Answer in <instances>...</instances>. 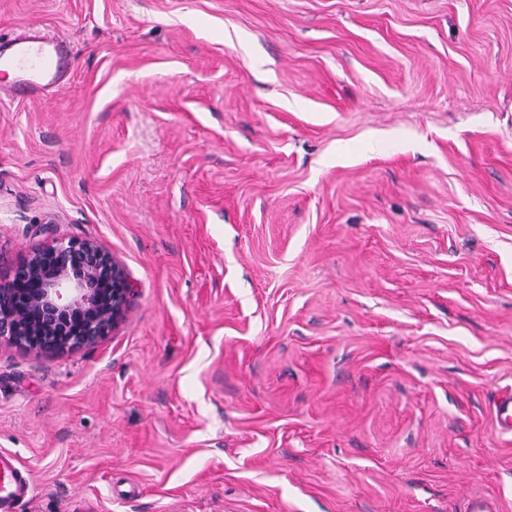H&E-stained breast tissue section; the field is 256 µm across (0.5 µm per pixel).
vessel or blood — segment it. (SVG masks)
Segmentation results:
<instances>
[{
    "instance_id": "b4317fda",
    "label": "vessel or blood",
    "mask_w": 512,
    "mask_h": 512,
    "mask_svg": "<svg viewBox=\"0 0 512 512\" xmlns=\"http://www.w3.org/2000/svg\"><path fill=\"white\" fill-rule=\"evenodd\" d=\"M70 70L63 40L45 30L13 35L0 46V71L12 72L14 80L4 91L22 100L46 89L61 88ZM31 478L8 455L0 454V512H12L23 498Z\"/></svg>"
}]
</instances>
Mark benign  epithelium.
<instances>
[{
  "instance_id": "obj_1",
  "label": "benign epithelium",
  "mask_w": 512,
  "mask_h": 512,
  "mask_svg": "<svg viewBox=\"0 0 512 512\" xmlns=\"http://www.w3.org/2000/svg\"><path fill=\"white\" fill-rule=\"evenodd\" d=\"M132 291L97 241L56 239L0 278V344L41 354L91 348L123 320Z\"/></svg>"
}]
</instances>
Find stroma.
Masks as SVG:
<instances>
[{"label":"stroma","mask_w":512,"mask_h":512,"mask_svg":"<svg viewBox=\"0 0 512 512\" xmlns=\"http://www.w3.org/2000/svg\"><path fill=\"white\" fill-rule=\"evenodd\" d=\"M0 274L96 239L94 347L0 344L16 512H512V0H0ZM4 44L7 49H4ZM70 58L63 40L43 29L15 34L0 42V71L12 72L14 80L1 94L23 100L45 89L61 88L67 81Z\"/></svg>","instance_id":"1"}]
</instances>
